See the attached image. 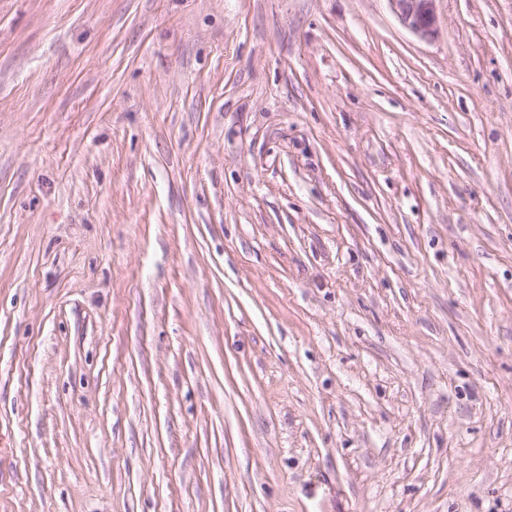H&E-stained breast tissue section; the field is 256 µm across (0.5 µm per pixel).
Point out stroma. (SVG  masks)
<instances>
[{
    "instance_id": "35a3bbf8",
    "label": "stroma",
    "mask_w": 512,
    "mask_h": 512,
    "mask_svg": "<svg viewBox=\"0 0 512 512\" xmlns=\"http://www.w3.org/2000/svg\"><path fill=\"white\" fill-rule=\"evenodd\" d=\"M0 0V512H512V0ZM400 24L422 39L433 38L438 31L436 0H386Z\"/></svg>"
}]
</instances>
